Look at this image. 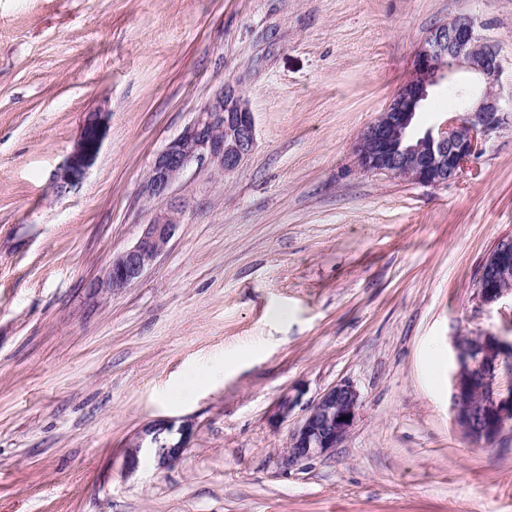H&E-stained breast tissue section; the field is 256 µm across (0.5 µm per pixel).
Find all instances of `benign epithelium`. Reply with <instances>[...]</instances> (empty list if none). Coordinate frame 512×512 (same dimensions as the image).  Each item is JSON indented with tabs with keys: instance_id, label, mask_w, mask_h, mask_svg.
<instances>
[{
	"instance_id": "7a95c632",
	"label": "benign epithelium",
	"mask_w": 512,
	"mask_h": 512,
	"mask_svg": "<svg viewBox=\"0 0 512 512\" xmlns=\"http://www.w3.org/2000/svg\"><path fill=\"white\" fill-rule=\"evenodd\" d=\"M500 70L497 52L483 41L473 18L459 17L434 27L414 57L409 79L356 142L357 167L430 187L459 178L482 137L512 112V95L506 99L499 89ZM461 71L472 74L475 82L463 87L458 111L408 143V127L428 90ZM106 131V113L85 117L79 138L54 174L56 190L80 184ZM254 145L253 113L237 89L228 85L155 157L140 188L141 196L156 204L154 215L131 247L112 255L98 288L118 294L135 286L163 253L183 215L180 206L168 202L170 190L192 164L208 162L220 175L230 174L242 166ZM476 290L479 303L489 308L512 297V237L493 246L480 268ZM453 349V419L472 441L492 444L512 425V339L484 331L474 344L455 337ZM299 400L298 394L281 397L273 421L288 420ZM359 406L360 395L348 381L321 394L289 434L282 454L285 464L291 467L339 447ZM191 431L188 423L177 428L169 422L145 426L127 444L126 471L139 466L144 452L162 469L172 465Z\"/></svg>"
}]
</instances>
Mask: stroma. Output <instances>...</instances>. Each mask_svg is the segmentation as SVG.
<instances>
[{
  "label": "stroma",
  "mask_w": 512,
  "mask_h": 512,
  "mask_svg": "<svg viewBox=\"0 0 512 512\" xmlns=\"http://www.w3.org/2000/svg\"><path fill=\"white\" fill-rule=\"evenodd\" d=\"M464 15L512 93V0H0V512H512V426L478 446L451 411L453 338L512 337V300L476 296L512 235V117L437 187L353 155L431 29ZM226 84L251 155L188 168L166 251L100 291L154 214L156 155ZM456 106L441 81L412 134ZM90 112L108 116L99 153L56 191ZM344 380L361 400L345 442L285 468ZM155 421L190 423L186 448L127 474Z\"/></svg>",
  "instance_id": "stroma-1"
}]
</instances>
